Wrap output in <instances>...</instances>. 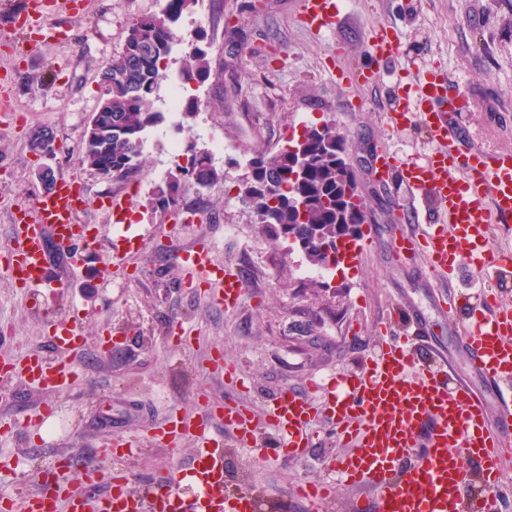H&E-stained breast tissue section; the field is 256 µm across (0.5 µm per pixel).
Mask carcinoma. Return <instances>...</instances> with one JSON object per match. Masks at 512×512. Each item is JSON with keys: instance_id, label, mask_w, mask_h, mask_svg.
I'll use <instances>...</instances> for the list:
<instances>
[{"instance_id": "cac0c4a2", "label": "carcinoma", "mask_w": 512, "mask_h": 512, "mask_svg": "<svg viewBox=\"0 0 512 512\" xmlns=\"http://www.w3.org/2000/svg\"><path fill=\"white\" fill-rule=\"evenodd\" d=\"M195 3L166 0L160 13L132 23L122 51L102 70L95 126L82 137V165L92 169L108 161L114 179L127 178L145 165L141 135L164 121L156 92L168 68V42L176 33L175 24ZM209 47L205 31H194L180 58L182 83H203L211 77ZM187 151L188 164L176 165V173L153 191L154 207L163 212L181 211L193 176L213 186L223 179L217 165L197 159L195 146ZM345 154L347 139L335 124H312L275 153L252 150L249 175L239 188L242 202L265 216L264 227L292 238L313 264L325 269L334 261L336 239L358 232L366 221L367 204L355 193L356 180Z\"/></svg>"}]
</instances>
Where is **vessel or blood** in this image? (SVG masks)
<instances>
[{
	"label": "vessel or blood",
	"mask_w": 512,
	"mask_h": 512,
	"mask_svg": "<svg viewBox=\"0 0 512 512\" xmlns=\"http://www.w3.org/2000/svg\"><path fill=\"white\" fill-rule=\"evenodd\" d=\"M79 16L77 6L61 0H27L10 20L14 34L52 29L63 35ZM300 22L320 34L342 20L337 0H300ZM378 67L339 72L343 90L391 80L384 119L389 131L421 130L427 151L381 159L385 174L408 193L406 226L392 225L390 246L399 260L423 255L428 269L453 275L462 259L476 273L512 276V252H491L487 244L497 224L512 222V150L460 147L461 134L453 117L472 109L457 82L403 59L398 38L379 27L369 42ZM87 202L76 176L57 180L50 195L36 196L19 206L13 243L7 255L14 283L37 288L47 283L52 250H66L81 237L78 215ZM83 237V236H82ZM175 260L190 282L209 284L215 305L235 309L247 294V279L237 269L214 262L207 246L176 251ZM478 306L460 308L461 334L470 362L484 381V390L468 382L449 386L446 359L416 350L420 337L430 335L426 321L396 307L384 322L387 331L374 356L354 373L310 380L305 389H284L264 400L261 410L229 398L220 405L202 402L194 417L167 419L154 440L193 444L191 471L196 496L185 503L176 493V477L154 478L146 494L129 492L127 474L109 476L106 491L91 497L60 485L38 489L15 505V512H259L256 496L224 484L225 432L249 444L256 429L272 432L276 453L286 460L303 458L314 443L312 426L318 415L313 396L328 393L325 404L336 436L349 454L336 468L338 481L365 488L357 512H494L501 493L512 488L501 464L512 458V297L485 289ZM76 317L55 326L56 359L25 356L0 362V375L20 376L48 389L61 390L75 372L66 355L81 346ZM499 401L497 426H490L487 395ZM423 446L420 459L412 451ZM477 466L469 476L468 463ZM482 492L473 494L472 481Z\"/></svg>",
	"instance_id": "b4317fda"
}]
</instances>
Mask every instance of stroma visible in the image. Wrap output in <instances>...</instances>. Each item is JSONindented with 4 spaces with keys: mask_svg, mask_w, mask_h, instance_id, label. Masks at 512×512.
Instances as JSON below:
<instances>
[{
    "mask_svg": "<svg viewBox=\"0 0 512 512\" xmlns=\"http://www.w3.org/2000/svg\"><path fill=\"white\" fill-rule=\"evenodd\" d=\"M298 0H197L178 27L206 30L213 42L212 77L184 87L199 111L192 120L166 115L151 129L147 166L124 179L105 180L80 163L82 132L102 95L105 63L123 48L136 18L159 13L164 0H86L69 40H43L14 86L0 87V257L12 245V213L31 203L42 187L36 179L44 160L30 151L37 125L50 127L61 151L55 176L77 175L88 200L80 223L98 238L135 235L145 250L122 255L124 278H115L103 254L71 263L53 253L49 288H20L0 274V325L11 332L0 341V359L39 350L53 355L51 322L78 312L83 345L71 355L78 372L67 389L49 392L0 377V457L16 462L0 478V500L35 490L46 469L66 452L109 473L106 454L114 437H140L141 453L123 459L139 491L158 471L179 468L178 491L194 492L191 444L152 441L154 425L169 416L196 412L197 392L211 402L228 396L261 403L281 389L304 388L308 379L360 369L380 343L379 323L391 304L412 307L434 328L429 346L448 355V381L480 385L460 344L456 321L441 316L435 299L471 293L475 273L457 262L452 281H434L423 259L397 265L389 255V227L401 216L405 191L380 180L374 160L382 152L404 156L425 146L423 135L388 132L382 122L385 87L347 93L326 70L373 65L368 39L391 26L403 54L418 67L458 81L473 103L458 114L466 140L487 149H512V0H341L343 21L315 35L302 27ZM363 111L347 107L350 96ZM224 107L211 108L215 99ZM335 123L348 140L349 161L378 232L356 265L307 279L310 261L289 239L272 240L238 194L253 147L277 150L305 125ZM197 148L213 140L226 146L216 164L223 181L208 192L189 191L180 214L161 213L150 203L161 177L176 169L170 153L173 131ZM122 199L125 217L114 222L110 199ZM236 232H227V225ZM205 241L224 267L244 269L249 291L232 311L207 306L204 289L186 285L172 249ZM181 320L186 341L170 335ZM239 368L242 385H227L211 358ZM54 408L65 423L56 437L44 434L41 416ZM319 419L314 446L299 461L277 460L265 432L243 447L224 438V478L254 491L270 512H309L294 489L328 475V466L348 452Z\"/></svg>",
    "mask_w": 512,
    "mask_h": 512,
    "instance_id": "stroma-1",
    "label": "stroma"
}]
</instances>
